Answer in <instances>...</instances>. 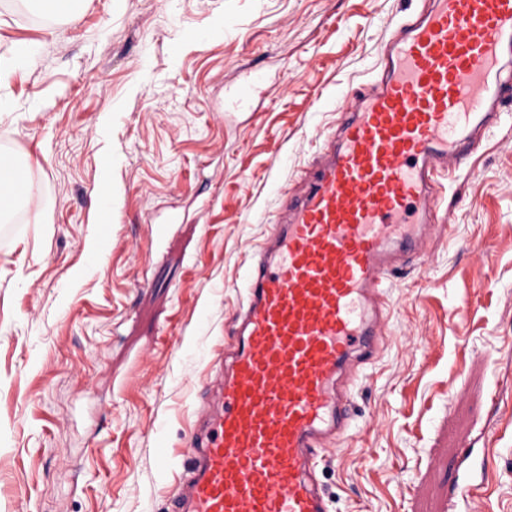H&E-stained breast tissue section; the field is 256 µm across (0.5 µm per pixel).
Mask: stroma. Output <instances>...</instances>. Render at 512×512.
Instances as JSON below:
<instances>
[{"label":"stroma","mask_w":512,"mask_h":512,"mask_svg":"<svg viewBox=\"0 0 512 512\" xmlns=\"http://www.w3.org/2000/svg\"><path fill=\"white\" fill-rule=\"evenodd\" d=\"M419 6L79 0L36 27L0 0V154L45 211L0 216V512H170L254 254ZM438 207L320 469L333 512H448L464 435L512 512V124ZM263 83L261 74H255L246 81L239 83L230 97V103L234 106H247L250 104L253 95Z\"/></svg>","instance_id":"1"}]
</instances>
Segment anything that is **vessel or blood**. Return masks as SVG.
<instances>
[{"mask_svg":"<svg viewBox=\"0 0 512 512\" xmlns=\"http://www.w3.org/2000/svg\"><path fill=\"white\" fill-rule=\"evenodd\" d=\"M263 82L239 83L234 106ZM512 0H430L394 25L245 274L224 365L201 386L195 458L171 512H331L317 468L354 426L378 359L391 274L419 258L453 169L512 119ZM16 190L27 170L0 160ZM462 455L448 502L476 496Z\"/></svg>","mask_w":512,"mask_h":512,"instance_id":"vessel-or-blood-1","label":"vessel or blood"}]
</instances>
